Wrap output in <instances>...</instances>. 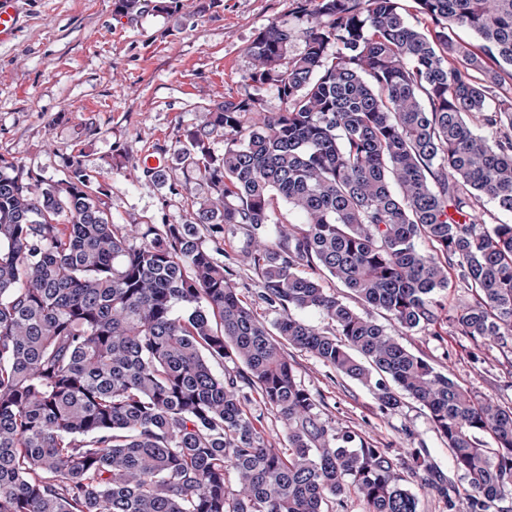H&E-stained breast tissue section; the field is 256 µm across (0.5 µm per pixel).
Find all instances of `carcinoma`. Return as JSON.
I'll list each match as a JSON object with an SVG mask.
<instances>
[{
    "mask_svg": "<svg viewBox=\"0 0 512 512\" xmlns=\"http://www.w3.org/2000/svg\"><path fill=\"white\" fill-rule=\"evenodd\" d=\"M413 2L421 26L405 0H298L291 57L295 30L265 26L247 80L284 109L247 125L255 102L226 100L185 131L209 197L183 224L113 223L78 156L58 181L0 158V512H332L342 494L418 512L410 477L448 512H512V407L400 341L441 319L453 283L471 297L448 325L512 352V224L475 218L486 199L512 214V0ZM230 230L248 236L271 328L206 245ZM289 346L386 410L418 402L468 490L450 495L424 450L398 458L323 421ZM250 409L255 414H261L263 417L264 424L266 426V430L270 434L271 442L273 447L275 448H283L285 445V433L283 430V426L279 418H277L274 413L266 410L264 406L258 401H253L250 404Z\"/></svg>",
    "mask_w": 512,
    "mask_h": 512,
    "instance_id": "carcinoma-1",
    "label": "carcinoma"
}]
</instances>
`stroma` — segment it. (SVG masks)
<instances>
[{
    "instance_id": "1",
    "label": "stroma",
    "mask_w": 512,
    "mask_h": 512,
    "mask_svg": "<svg viewBox=\"0 0 512 512\" xmlns=\"http://www.w3.org/2000/svg\"><path fill=\"white\" fill-rule=\"evenodd\" d=\"M167 2L165 11L127 17L116 14L114 0H19L18 28L0 41V158L58 180L70 157L80 156L107 190L114 223H184L208 196L179 159L184 131L229 97L255 99L266 113L282 111L275 87L248 81L247 48L271 22L300 30L306 21L297 0ZM154 157L165 182L143 173ZM216 248L241 298L273 323L275 312L257 298L261 274L245 257V235H225ZM402 342L481 396L512 406V356L494 345L472 342L444 323L407 333ZM290 355L322 420L403 458L428 449L448 488L464 491L466 481L419 403L382 410L361 384L306 352Z\"/></svg>"
}]
</instances>
